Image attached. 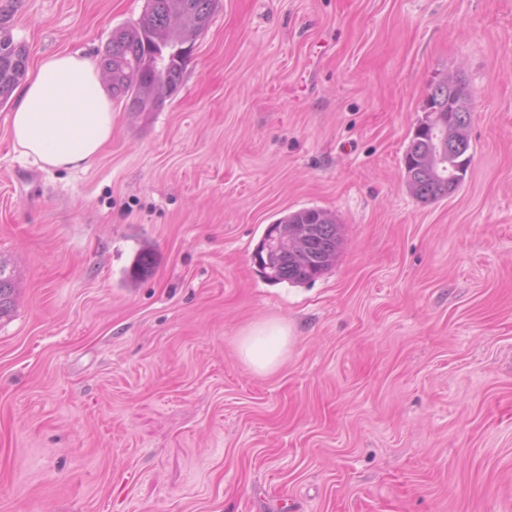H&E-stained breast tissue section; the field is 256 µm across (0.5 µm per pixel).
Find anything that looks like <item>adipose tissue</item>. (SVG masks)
<instances>
[{
	"mask_svg": "<svg viewBox=\"0 0 512 512\" xmlns=\"http://www.w3.org/2000/svg\"><path fill=\"white\" fill-rule=\"evenodd\" d=\"M16 152L46 169H77L93 162L112 138V99L91 57L63 52L44 57L18 89L8 117ZM286 322L267 319L238 338L242 361L256 374L273 373L288 353Z\"/></svg>",
	"mask_w": 512,
	"mask_h": 512,
	"instance_id": "adipose-tissue-1",
	"label": "adipose tissue"
}]
</instances>
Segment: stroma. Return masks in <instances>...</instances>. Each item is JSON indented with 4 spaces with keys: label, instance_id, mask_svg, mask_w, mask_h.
I'll use <instances>...</instances> for the list:
<instances>
[{
    "label": "stroma",
    "instance_id": "35a3bbf8",
    "mask_svg": "<svg viewBox=\"0 0 512 512\" xmlns=\"http://www.w3.org/2000/svg\"><path fill=\"white\" fill-rule=\"evenodd\" d=\"M146 7L0 0L33 64ZM451 75L472 162L422 202L403 156ZM9 112L0 512H512V0H217L178 90L114 101L74 171L20 161ZM306 207L335 267L266 281ZM265 319L291 342L258 375L237 339ZM293 224H311L312 231L307 243L301 247H289L288 236ZM268 236L269 246L279 244L278 251L270 254L268 260L263 255L261 240L257 250L262 251L258 271L271 283L288 282L292 285H304L327 273L335 264L342 243V229L336 219L317 207L301 208L280 218ZM277 232V233H276ZM268 268L272 272H268ZM13 271L9 263L0 257V319L9 316L13 308Z\"/></svg>",
    "mask_w": 512,
    "mask_h": 512
}]
</instances>
